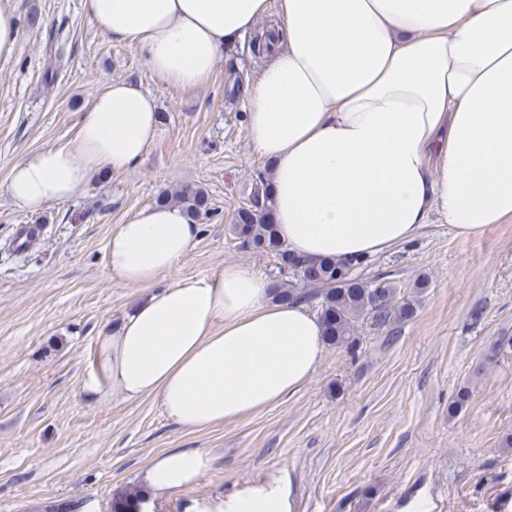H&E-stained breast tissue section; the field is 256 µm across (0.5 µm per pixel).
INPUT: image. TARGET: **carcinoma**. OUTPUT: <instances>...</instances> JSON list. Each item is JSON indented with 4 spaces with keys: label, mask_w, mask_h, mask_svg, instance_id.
Returning <instances> with one entry per match:
<instances>
[{
    "label": "carcinoma",
    "mask_w": 512,
    "mask_h": 512,
    "mask_svg": "<svg viewBox=\"0 0 512 512\" xmlns=\"http://www.w3.org/2000/svg\"><path fill=\"white\" fill-rule=\"evenodd\" d=\"M265 180L266 175L257 174L249 204L237 209L229 232L243 248L277 259L281 278L276 280L271 301L311 305L326 344L349 353L355 352L363 328L369 326L394 334L401 323L414 317V301L398 298L400 290L394 282L382 277L368 281L356 274L367 263L366 259L331 257L311 261L295 255L270 220L272 199ZM155 204L178 205L195 224L215 216L208 193L199 186L163 191L157 195ZM145 501L138 489H126L112 499V512H140Z\"/></svg>",
    "instance_id": "1"
}]
</instances>
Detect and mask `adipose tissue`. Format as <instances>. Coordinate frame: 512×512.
Wrapping results in <instances>:
<instances>
[{"label": "adipose tissue", "instance_id": "adipose-tissue-1", "mask_svg": "<svg viewBox=\"0 0 512 512\" xmlns=\"http://www.w3.org/2000/svg\"><path fill=\"white\" fill-rule=\"evenodd\" d=\"M95 28L151 70L204 84L230 44L251 35L267 0H83ZM248 138L272 164L273 220L310 260L387 252L432 216L468 237L512 220V0H280ZM156 99L116 81L82 109L68 143L13 165L7 191L36 210L79 195L97 172L120 174L159 132ZM181 207L149 206L112 234L107 268L148 289L98 339L83 388L100 399L150 396L187 430L263 410L295 393L323 341L305 304L271 302L272 280L240 264L168 286L192 250ZM204 449L161 455L142 479L156 496L196 482Z\"/></svg>", "mask_w": 512, "mask_h": 512}]
</instances>
